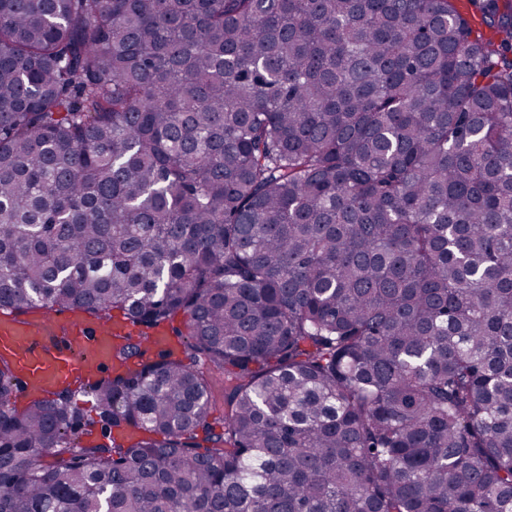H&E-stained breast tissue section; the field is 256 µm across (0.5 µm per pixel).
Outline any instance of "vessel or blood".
<instances>
[{
  "label": "vessel or blood",
  "instance_id": "1",
  "mask_svg": "<svg viewBox=\"0 0 512 512\" xmlns=\"http://www.w3.org/2000/svg\"><path fill=\"white\" fill-rule=\"evenodd\" d=\"M112 322H91L80 311L20 318L0 315V358L15 367L25 390L49 394L89 372L112 369Z\"/></svg>",
  "mask_w": 512,
  "mask_h": 512
}]
</instances>
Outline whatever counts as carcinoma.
<instances>
[{"label":"carcinoma","mask_w":512,"mask_h":512,"mask_svg":"<svg viewBox=\"0 0 512 512\" xmlns=\"http://www.w3.org/2000/svg\"><path fill=\"white\" fill-rule=\"evenodd\" d=\"M457 2L0 0V310L189 337L1 359L0 512H512V0ZM198 368L209 374H213L215 378V384L213 389V405H212V416L210 420L222 421L224 419V376L220 375L217 371H214L212 365H210L204 359L198 362ZM77 403L84 408L85 418L91 422L88 426H83L79 433V443L81 446L90 443H110L112 440V428L105 429L91 404L86 402L88 399L83 394L75 396Z\"/></svg>","instance_id":"cac0c4a2"}]
</instances>
